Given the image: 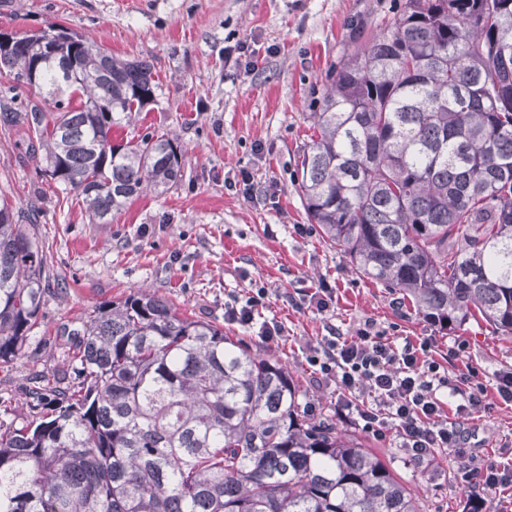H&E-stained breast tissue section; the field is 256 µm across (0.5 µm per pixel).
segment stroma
I'll list each match as a JSON object with an SVG mask.
<instances>
[{
	"instance_id": "1",
	"label": "stroma",
	"mask_w": 512,
	"mask_h": 512,
	"mask_svg": "<svg viewBox=\"0 0 512 512\" xmlns=\"http://www.w3.org/2000/svg\"><path fill=\"white\" fill-rule=\"evenodd\" d=\"M403 0H0V31H35L63 23L116 57L150 64L155 102L132 123L114 127L123 143L145 133L172 136L182 176L168 192L129 199L109 223L92 220L75 192L46 180L29 157L27 125L0 128V194L14 209L35 213L34 232L48 267L37 326L13 363L0 365V419L23 417L37 374L69 372L56 330L95 305L141 289L180 312L223 325L254 351L279 355L299 384L311 416L335 419L336 387L317 383L305 362L307 345L330 327L354 333L372 322L385 336L432 337L435 358L454 343L465 349L448 366L459 377L477 366L486 383L512 371V337L485 322L442 330L409 301L360 276L321 230L295 227L308 218L298 188L300 152L315 135L311 114L332 71L393 20ZM246 43L249 56L236 45ZM255 194L236 185L241 170ZM269 291V315L286 339L264 342L255 331L224 321V302L251 281ZM335 299L328 311L297 308L295 299L320 281ZM475 464L512 450V407L497 406L468 425ZM419 497L423 512H466L456 481L460 459L437 451L409 460L395 440L361 435Z\"/></svg>"
}]
</instances>
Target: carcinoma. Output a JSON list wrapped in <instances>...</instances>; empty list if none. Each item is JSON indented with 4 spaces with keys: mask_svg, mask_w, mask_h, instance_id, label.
<instances>
[{
    "mask_svg": "<svg viewBox=\"0 0 512 512\" xmlns=\"http://www.w3.org/2000/svg\"><path fill=\"white\" fill-rule=\"evenodd\" d=\"M62 55L41 64L46 36ZM38 70L42 99L17 101ZM0 122L103 223L182 177L168 136L112 143L154 101L149 65L51 24L0 45ZM303 150L304 209L362 276L451 330L512 335V0H404L336 71ZM46 254L0 200V363L38 325ZM59 335L76 382L45 377L0 421V512H422L376 455L299 403L282 360L139 291Z\"/></svg>",
    "mask_w": 512,
    "mask_h": 512,
    "instance_id": "cac0c4a2",
    "label": "carcinoma"
}]
</instances>
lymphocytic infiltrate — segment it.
<instances>
[{"instance_id": "1", "label": "lymphocytic infiltrate", "mask_w": 512, "mask_h": 512, "mask_svg": "<svg viewBox=\"0 0 512 512\" xmlns=\"http://www.w3.org/2000/svg\"><path fill=\"white\" fill-rule=\"evenodd\" d=\"M268 291L253 282L245 297L224 303L225 322L257 329L267 342L282 339L280 322L263 320ZM306 363L318 381L336 385V414L375 436L393 435L412 460L421 462L437 450L463 459L468 455L467 425L488 410L486 387L475 368L463 375L473 390L457 403L453 419L444 416L440 388L448 386L444 366L431 355L428 340L388 338L365 326L348 336L330 328L328 336L306 351ZM459 478L497 496L512 489V453L486 467H462Z\"/></svg>"}]
</instances>
